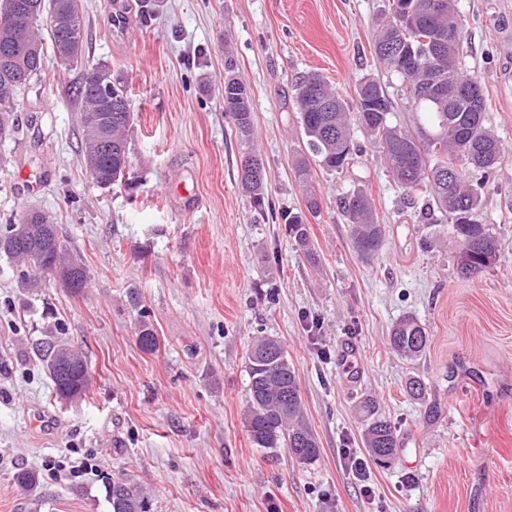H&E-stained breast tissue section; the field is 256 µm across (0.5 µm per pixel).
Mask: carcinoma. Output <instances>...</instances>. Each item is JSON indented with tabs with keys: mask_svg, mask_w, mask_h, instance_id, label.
<instances>
[{
	"mask_svg": "<svg viewBox=\"0 0 512 512\" xmlns=\"http://www.w3.org/2000/svg\"><path fill=\"white\" fill-rule=\"evenodd\" d=\"M15 22L0 23V139L19 133L17 107L30 81L41 75L44 59L53 53L65 65H83L85 36L79 0H0V17ZM403 25L417 65L403 70L398 62L382 53L383 41ZM463 26L455 0H392L379 19L372 55L379 64L402 77L403 96L413 114V128L391 121L392 101L382 85L365 77L356 89L355 103L339 97L323 76L309 73L295 84V103L306 137L309 154L297 163V173L308 182L311 165L332 172L349 168L352 156L360 151L353 143L352 126L361 128L368 142L381 153L388 172L406 197L429 200L419 212L423 222L449 226L457 245V270L468 278L491 266L498 252L494 234L481 220L485 197L483 188L503 158L498 136L486 126L485 99L481 111L473 112L467 90L480 82L464 73L460 56L463 41L448 43V27ZM96 71L88 72L77 90L81 104V153L92 181L115 185L130 170L127 135L134 118L133 107L117 109L106 96ZM224 111L233 120L239 137L249 142L253 127L251 94L238 79L234 64H224ZM262 164L251 150L240 158V183L252 201L265 200L264 171H251L249 162ZM342 209L352 225L356 252L371 257L380 247L381 225L374 218L369 190L362 187L341 198ZM51 224L47 214L24 211L0 225V239L10 237L16 224ZM289 235L306 255L313 256L308 219L303 214L288 216ZM65 269L78 281L70 292L86 287L88 275L80 255L68 248L59 228L47 246L33 241L25 248L3 249L0 254L23 266L32 252ZM136 342L147 353L160 345L148 314L138 311ZM429 343L427 329L412 317L400 319L390 332L393 352L407 359L421 356ZM36 356L52 382L59 400L73 401L87 395L92 374L85 358L73 349L57 328L36 343ZM249 401L244 427L258 448L284 446L301 463L319 455L315 435L304 422L302 394L293 366L284 347L275 339L260 337L249 355ZM369 418L363 440L369 456L395 457L397 435L385 419L376 417L375 404L364 401ZM21 489L33 493L40 485V473L21 469L13 476ZM112 512H148L144 490L135 480L119 475L107 491Z\"/></svg>",
	"mask_w": 512,
	"mask_h": 512,
	"instance_id": "obj_1",
	"label": "carcinoma"
}]
</instances>
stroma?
<instances>
[{
	"label": "stroma",
	"mask_w": 512,
	"mask_h": 512,
	"mask_svg": "<svg viewBox=\"0 0 512 512\" xmlns=\"http://www.w3.org/2000/svg\"><path fill=\"white\" fill-rule=\"evenodd\" d=\"M114 1L80 0L83 66L47 56L20 101L17 140L0 143V224L30 209L55 216L90 278L78 294L49 280L31 296L0 257V512H111L105 486L120 473L149 492L150 512H512V0H457L463 67L486 90V124L504 148L483 210L501 250L467 279L447 225L419 222V204L404 202L359 131L349 172L311 170L313 257L288 233V214L306 210L297 75L321 72L348 100L374 77L393 122L412 124L401 78L371 54L387 0H118L120 31ZM229 56L251 94L260 207L240 186L242 146L224 110ZM102 63L134 104L131 169L109 188L85 171L75 95ZM30 172L43 176L34 192L23 187ZM363 186L384 227L367 260L339 206ZM142 309L160 339L152 353L136 343ZM406 316L429 334L415 359L389 346ZM57 322L93 376L67 403L31 349ZM260 336L279 340L295 369L319 442L312 463L247 436ZM349 342L358 354L346 364ZM413 377L423 398L406 391ZM367 399L397 431L385 466L363 443ZM21 467L40 470L36 493L15 485Z\"/></svg>",
	"instance_id": "stroma-1"
}]
</instances>
